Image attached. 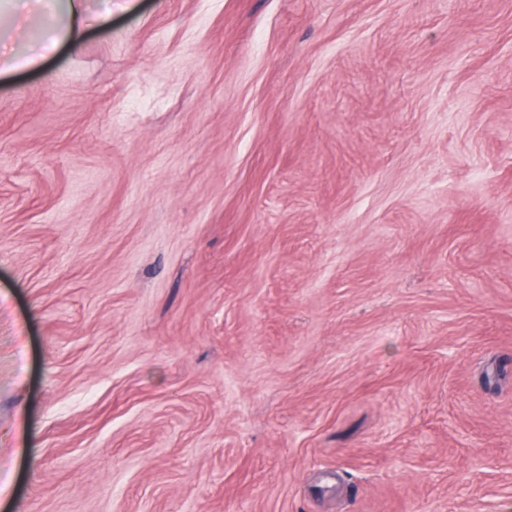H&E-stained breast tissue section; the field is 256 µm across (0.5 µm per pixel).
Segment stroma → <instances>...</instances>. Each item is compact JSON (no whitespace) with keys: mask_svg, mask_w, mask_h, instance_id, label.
Returning a JSON list of instances; mask_svg holds the SVG:
<instances>
[{"mask_svg":"<svg viewBox=\"0 0 512 512\" xmlns=\"http://www.w3.org/2000/svg\"><path fill=\"white\" fill-rule=\"evenodd\" d=\"M86 5L0 0V512H512V0ZM64 8L70 19V29L68 32L69 38L73 43H77L79 29L85 20V1L66 0Z\"/></svg>","mask_w":512,"mask_h":512,"instance_id":"stroma-1","label":"stroma"}]
</instances>
